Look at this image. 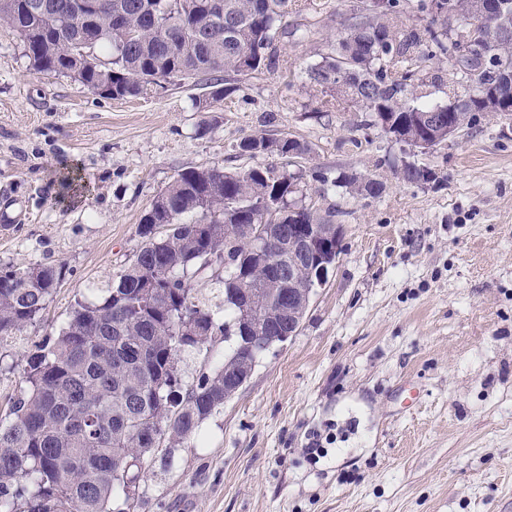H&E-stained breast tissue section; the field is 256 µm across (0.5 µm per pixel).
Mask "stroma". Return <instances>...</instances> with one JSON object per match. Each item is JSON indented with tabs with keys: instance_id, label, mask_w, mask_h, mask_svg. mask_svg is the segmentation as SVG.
<instances>
[{
	"instance_id": "stroma-1",
	"label": "stroma",
	"mask_w": 512,
	"mask_h": 512,
	"mask_svg": "<svg viewBox=\"0 0 512 512\" xmlns=\"http://www.w3.org/2000/svg\"><path fill=\"white\" fill-rule=\"evenodd\" d=\"M365 6H293L281 64L209 112L190 82L119 100L34 73L0 26V203L20 215L0 227V267L65 266L41 323L0 345V414L27 355L130 262L142 216L178 172L246 168L243 138L294 137L311 147L304 203L343 230L297 334L188 447L155 460L135 512H512V117L476 113L413 153L351 104L320 111L304 70ZM410 160L436 181L399 179ZM317 168L386 189L327 192Z\"/></svg>"
}]
</instances>
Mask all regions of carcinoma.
I'll return each mask as SVG.
<instances>
[{"label": "carcinoma", "instance_id": "obj_1", "mask_svg": "<svg viewBox=\"0 0 512 512\" xmlns=\"http://www.w3.org/2000/svg\"><path fill=\"white\" fill-rule=\"evenodd\" d=\"M0 0V24L19 37L38 73L72 78L94 92L109 81L112 98L146 96L161 81L189 79L210 89L196 100L207 112L239 89L226 86L276 65L283 20L291 0ZM367 5L343 30L332 51L304 71L327 98L320 111L351 102L362 112L412 126L423 112L462 130L484 96L504 93L496 70L512 72V0H418L425 26L397 24L400 0ZM472 19L484 38L485 60L460 69L448 105L412 104L416 87L442 81L434 61L448 58V31L433 10ZM136 33L133 40L126 39ZM347 73L344 81L336 72ZM238 154L264 159L247 169L188 168L153 199L138 224L134 260L101 300H79L58 331L28 355L18 396L0 416V512H114V498L136 485L158 454L168 457L199 435L201 424L224 407L234 386L250 377L254 351L238 338L223 363L184 383L178 355L203 349L245 326L259 341L288 332L294 318L257 282L303 256L288 246V223L274 214L297 207L296 224H329L330 214L297 203L300 176L288 170L311 147L291 137L255 133ZM281 160V164L271 159ZM432 170L403 169V180L426 183ZM348 194L376 197L384 184L359 173L329 180ZM167 224L164 232L155 225ZM244 224H266L280 241L268 255L247 242L224 251L225 238ZM223 273L213 272V266ZM64 265L0 267V343L34 323L52 299ZM253 299H230L231 275ZM155 284L152 292L144 285ZM194 323L196 336L181 335Z\"/></svg>", "mask_w": 512, "mask_h": 512}]
</instances>
